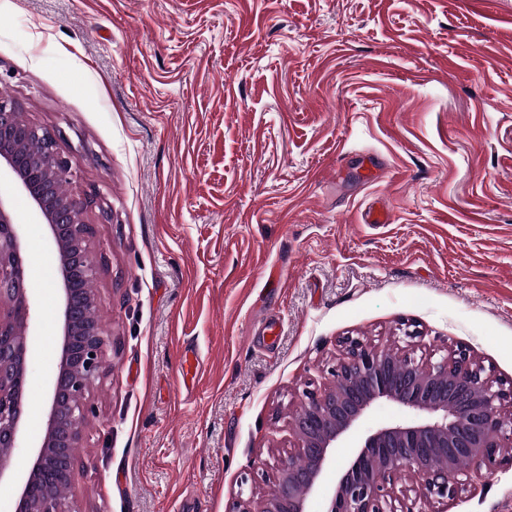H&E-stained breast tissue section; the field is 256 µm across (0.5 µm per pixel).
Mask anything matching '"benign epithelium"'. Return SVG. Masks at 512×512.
<instances>
[{
  "instance_id": "1",
  "label": "benign epithelium",
  "mask_w": 512,
  "mask_h": 512,
  "mask_svg": "<svg viewBox=\"0 0 512 512\" xmlns=\"http://www.w3.org/2000/svg\"><path fill=\"white\" fill-rule=\"evenodd\" d=\"M42 142L44 153L30 158L19 152L25 138ZM7 177L29 201L49 233L57 259L60 290L61 343L49 378V407L44 428L33 445L30 468L17 477L15 512H75L66 497L53 492L68 486L93 408L86 395L104 373L107 334L89 313L101 308L93 288L97 267L88 240L86 219L94 200L61 194L73 173L57 148L55 132L22 119L16 101L0 94V176ZM21 234L9 201L0 196V299L11 304L0 313V447L16 449L25 440L23 404L31 348L30 296L21 264ZM402 368L392 355L361 336L339 340L341 357L331 369L334 384L302 391L293 415L297 459L277 468V492L260 508L239 499L231 512H309L315 495L326 499L324 512H392L387 487L403 469L422 480L419 498L426 502L453 499L462 489L459 476L497 461L512 464V385L493 377L464 346L436 362H421L413 346L422 337L417 326L399 328ZM404 411L393 422L370 428L346 462L336 449L355 434L380 403ZM334 466L333 489L322 486L323 472Z\"/></svg>"
}]
</instances>
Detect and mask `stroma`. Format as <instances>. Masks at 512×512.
<instances>
[{"mask_svg": "<svg viewBox=\"0 0 512 512\" xmlns=\"http://www.w3.org/2000/svg\"><path fill=\"white\" fill-rule=\"evenodd\" d=\"M0 91L93 198L110 333L78 512H230L275 489L338 341L466 345L512 382V0H0ZM41 432L56 258L9 182ZM387 224H367L369 207ZM194 349L195 375L183 362ZM269 468H254L256 456ZM447 512H512V467Z\"/></svg>", "mask_w": 512, "mask_h": 512, "instance_id": "1", "label": "stroma"}]
</instances>
